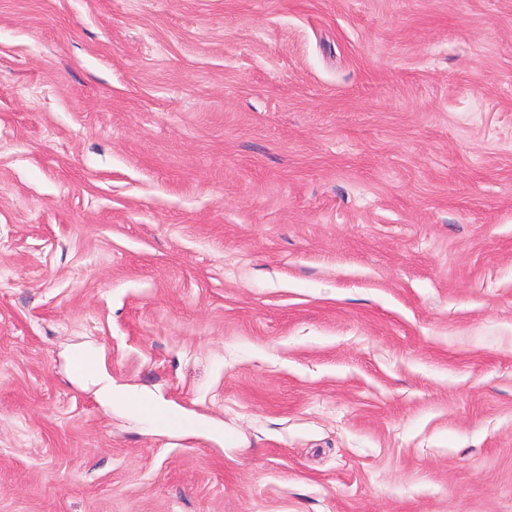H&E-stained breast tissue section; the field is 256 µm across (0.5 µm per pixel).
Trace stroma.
Listing matches in <instances>:
<instances>
[{"instance_id":"stroma-1","label":"stroma","mask_w":512,"mask_h":512,"mask_svg":"<svg viewBox=\"0 0 512 512\" xmlns=\"http://www.w3.org/2000/svg\"><path fill=\"white\" fill-rule=\"evenodd\" d=\"M0 512H512V0H0Z\"/></svg>"}]
</instances>
